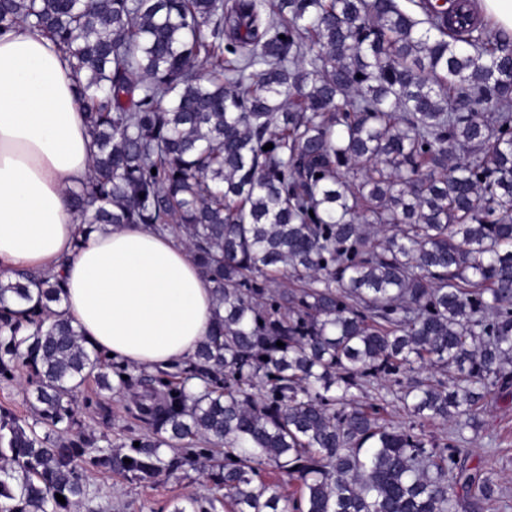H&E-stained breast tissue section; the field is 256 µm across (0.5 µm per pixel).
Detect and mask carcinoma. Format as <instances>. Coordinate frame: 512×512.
I'll use <instances>...</instances> for the list:
<instances>
[{"instance_id": "carcinoma-1", "label": "carcinoma", "mask_w": 512, "mask_h": 512, "mask_svg": "<svg viewBox=\"0 0 512 512\" xmlns=\"http://www.w3.org/2000/svg\"><path fill=\"white\" fill-rule=\"evenodd\" d=\"M410 2L0 0L75 79L81 220L176 235L215 301L193 361L137 373L51 310L60 277L1 281L0 384L27 373L30 415L0 409V512H95L93 472L187 467L213 488L173 512L503 499L465 432L512 395V35ZM90 381L141 388L144 427L74 431Z\"/></svg>"}]
</instances>
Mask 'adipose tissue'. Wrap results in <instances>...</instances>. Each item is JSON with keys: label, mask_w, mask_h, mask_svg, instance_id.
Returning a JSON list of instances; mask_svg holds the SVG:
<instances>
[{"label": "adipose tissue", "mask_w": 512, "mask_h": 512, "mask_svg": "<svg viewBox=\"0 0 512 512\" xmlns=\"http://www.w3.org/2000/svg\"><path fill=\"white\" fill-rule=\"evenodd\" d=\"M95 147L67 62L38 34L0 32V280L61 273L58 306L89 347L153 372L193 359L214 321L211 284L171 234L85 231L67 191Z\"/></svg>", "instance_id": "ef3b65f1"}]
</instances>
